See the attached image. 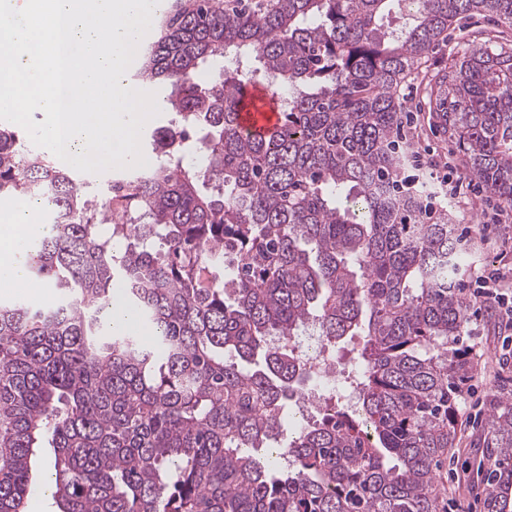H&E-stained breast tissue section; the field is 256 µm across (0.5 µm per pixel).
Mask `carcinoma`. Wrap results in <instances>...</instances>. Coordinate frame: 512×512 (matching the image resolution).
<instances>
[{
    "instance_id": "carcinoma-1",
    "label": "carcinoma",
    "mask_w": 512,
    "mask_h": 512,
    "mask_svg": "<svg viewBox=\"0 0 512 512\" xmlns=\"http://www.w3.org/2000/svg\"><path fill=\"white\" fill-rule=\"evenodd\" d=\"M512 0H169L140 81L170 89L168 156L122 173L129 223L101 220L79 177L0 127V196L44 202L30 241L48 304L0 298V512H25L54 449L56 512H445L439 472L472 365L465 258L396 181L401 77L455 23ZM430 90V124L512 209V38L470 33ZM231 57L200 80L203 66ZM280 114L241 130L249 90ZM153 328L104 331L112 286ZM359 347L355 407L334 399L279 443L316 377L296 338ZM483 512H512V389L490 399ZM51 453L52 448L40 450L39 458L32 471L33 483L27 500L26 512H52L55 509L52 499L41 491Z\"/></svg>"
}]
</instances>
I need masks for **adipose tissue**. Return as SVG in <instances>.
I'll list each match as a JSON object with an SVG mask.
<instances>
[{"mask_svg":"<svg viewBox=\"0 0 512 512\" xmlns=\"http://www.w3.org/2000/svg\"><path fill=\"white\" fill-rule=\"evenodd\" d=\"M46 224L33 222L27 204L16 202L0 214V294H8L28 284L18 256L33 237L49 234Z\"/></svg>","mask_w":512,"mask_h":512,"instance_id":"1","label":"adipose tissue"}]
</instances>
